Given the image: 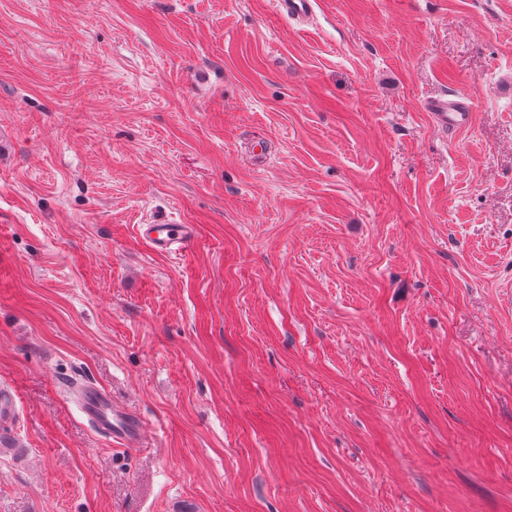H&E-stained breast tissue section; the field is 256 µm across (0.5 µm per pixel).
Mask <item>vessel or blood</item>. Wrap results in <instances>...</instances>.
<instances>
[{
  "instance_id": "b4317fda",
  "label": "vessel or blood",
  "mask_w": 512,
  "mask_h": 512,
  "mask_svg": "<svg viewBox=\"0 0 512 512\" xmlns=\"http://www.w3.org/2000/svg\"><path fill=\"white\" fill-rule=\"evenodd\" d=\"M316 5L317 0H275L277 12L299 23L308 22L313 17ZM425 107L434 126L446 134L461 131L471 122L470 101L456 94L445 93L430 98ZM138 231L159 254L181 253L195 237V227L191 224H142ZM77 408L113 442L126 447L140 445L144 432L141 416L114 403L104 388L86 385L78 397Z\"/></svg>"
}]
</instances>
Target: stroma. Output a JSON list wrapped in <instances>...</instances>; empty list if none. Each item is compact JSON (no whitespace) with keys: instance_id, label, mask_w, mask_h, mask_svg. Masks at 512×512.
Listing matches in <instances>:
<instances>
[{"instance_id":"35a3bbf8","label":"stroma","mask_w":512,"mask_h":512,"mask_svg":"<svg viewBox=\"0 0 512 512\" xmlns=\"http://www.w3.org/2000/svg\"><path fill=\"white\" fill-rule=\"evenodd\" d=\"M316 14L0 0V512H512V0ZM425 107L434 126L443 133H456L467 128L471 122L472 104L457 94L444 93L429 98ZM138 231L153 251L159 254H179L195 237L192 224H142ZM77 408L100 433L112 438L113 443L126 447L140 445L144 432L141 416L114 403L104 388L87 384L78 397Z\"/></svg>"}]
</instances>
